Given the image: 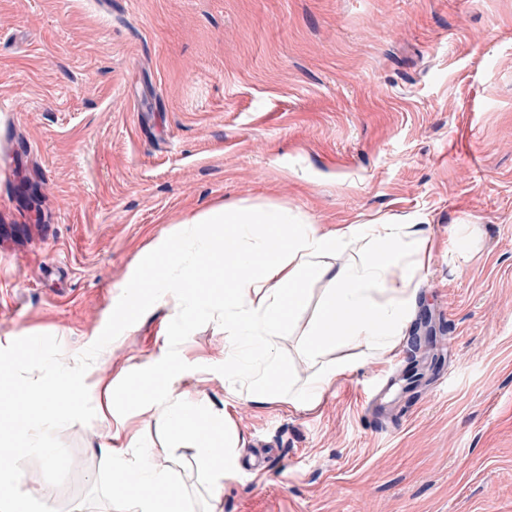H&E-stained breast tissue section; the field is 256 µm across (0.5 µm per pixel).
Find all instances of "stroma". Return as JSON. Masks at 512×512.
Returning <instances> with one entry per match:
<instances>
[{
  "instance_id": "35a3bbf8",
  "label": "stroma",
  "mask_w": 512,
  "mask_h": 512,
  "mask_svg": "<svg viewBox=\"0 0 512 512\" xmlns=\"http://www.w3.org/2000/svg\"><path fill=\"white\" fill-rule=\"evenodd\" d=\"M222 204L420 221L433 250L395 349L333 345L354 368L309 411L229 399L218 323L160 301L101 351L99 394L172 353L241 433L215 501L155 409L119 412L187 512H512V0H0V340L81 353L159 237ZM307 290L279 338L302 375ZM103 432L60 430L70 479L29 461L22 490L106 512Z\"/></svg>"
}]
</instances>
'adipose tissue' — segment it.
I'll use <instances>...</instances> for the list:
<instances>
[{
    "label": "adipose tissue",
    "instance_id": "obj_1",
    "mask_svg": "<svg viewBox=\"0 0 512 512\" xmlns=\"http://www.w3.org/2000/svg\"><path fill=\"white\" fill-rule=\"evenodd\" d=\"M430 255L425 230L396 220L351 224L323 232L313 222L283 209L221 205L180 224L163 238L146 265L132 272L129 288L153 295L162 288L180 330L201 316L218 314L224 333V372L248 381V399L257 405L310 409L326 389L351 369L349 362L325 360L336 341H361L367 357L382 361L409 321L418 276ZM232 269L222 297L210 291L212 271ZM323 283L318 315L302 349L319 368L300 390L285 386L289 376L278 356L287 321L306 303V284ZM179 359L164 355L137 366L125 383L123 404L155 407L169 435L187 439L199 458L198 474L212 498H220L233 471L240 437L233 423L213 413L202 398L179 391ZM118 459L114 473L137 472L136 488L113 484L115 512H184L185 491L152 457L137 451ZM168 490L158 497L155 487Z\"/></svg>",
    "mask_w": 512,
    "mask_h": 512
}]
</instances>
